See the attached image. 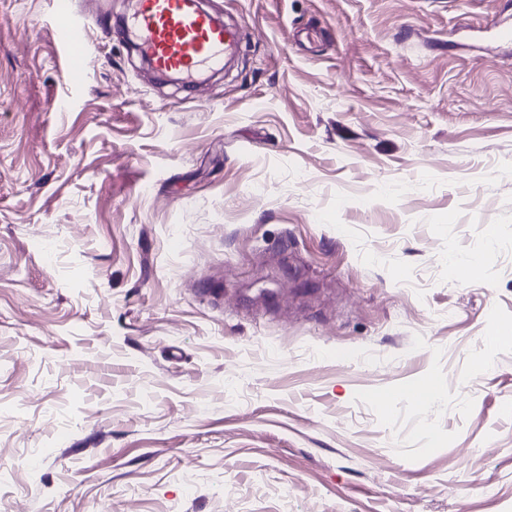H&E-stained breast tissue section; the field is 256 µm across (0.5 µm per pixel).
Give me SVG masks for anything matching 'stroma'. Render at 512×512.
<instances>
[{
  "mask_svg": "<svg viewBox=\"0 0 512 512\" xmlns=\"http://www.w3.org/2000/svg\"><path fill=\"white\" fill-rule=\"evenodd\" d=\"M204 8L0 0V512H512V0ZM52 9L60 22L59 32L66 46L64 70L74 83H83L87 77L88 50L79 35V18L72 0H52ZM142 52L161 71L192 80L200 72L236 54L237 34L197 9L195 0H142L137 17ZM142 58L143 68L152 70Z\"/></svg>",
  "mask_w": 512,
  "mask_h": 512,
  "instance_id": "35a3bbf8",
  "label": "stroma"
}]
</instances>
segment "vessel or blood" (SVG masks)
I'll use <instances>...</instances> for the list:
<instances>
[{"label":"vessel or blood","mask_w":512,"mask_h":512,"mask_svg":"<svg viewBox=\"0 0 512 512\" xmlns=\"http://www.w3.org/2000/svg\"><path fill=\"white\" fill-rule=\"evenodd\" d=\"M51 4L66 46L64 70L72 82L83 83L88 50L79 35L73 0H51ZM137 31L142 52L157 69L176 71L188 79L235 55L239 45L236 33L197 9L195 0H142Z\"/></svg>","instance_id":"vessel-or-blood-1"}]
</instances>
